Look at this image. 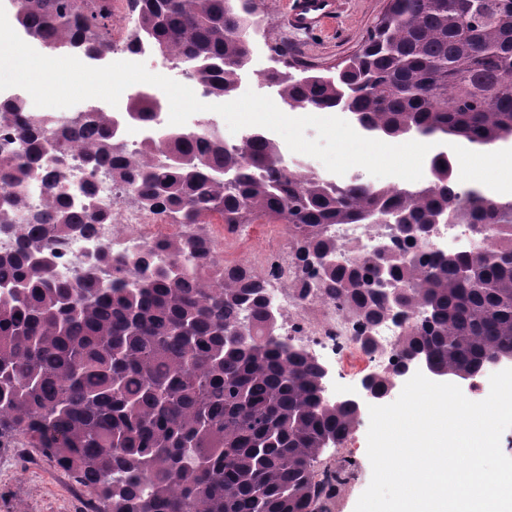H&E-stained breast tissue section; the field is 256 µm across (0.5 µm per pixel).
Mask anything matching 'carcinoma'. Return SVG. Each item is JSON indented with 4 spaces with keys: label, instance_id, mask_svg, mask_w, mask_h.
Returning <instances> with one entry per match:
<instances>
[{
    "label": "carcinoma",
    "instance_id": "1",
    "mask_svg": "<svg viewBox=\"0 0 512 512\" xmlns=\"http://www.w3.org/2000/svg\"><path fill=\"white\" fill-rule=\"evenodd\" d=\"M125 47L147 42L187 70L204 93L226 99L261 23L253 0H131ZM33 39L88 59L112 52L111 7L94 0H16ZM264 83L302 110L351 114L376 139L438 134L476 146L512 140V0H389L362 48L328 73L271 69ZM160 94L137 96L125 119L146 128L138 148L119 143L109 112L80 122L0 100V132L23 151L0 157V232L19 247L0 255V440L39 448L91 491V512H324L351 462L319 467L342 445L359 411L326 396L321 367L281 335L267 280L245 266L210 270L204 236L166 237L153 250L100 247L74 281L53 274L51 244L88 236L109 212L75 209L56 193L70 151L90 169L112 168L141 207L179 224L219 216L275 217L292 235L302 293L312 289L370 327L405 324L389 389L404 359L424 355L439 373L468 375L491 354L512 356V199L462 189L453 158L435 156L417 185L328 182L288 169L277 143L252 131L229 145L207 125L159 131ZM230 182H225L224 175ZM38 178L44 208L28 213L24 186ZM403 225L404 248H378L349 265L330 224ZM472 224L489 239L477 253L409 252L433 224ZM326 264L316 268L306 257ZM396 288H375L379 275ZM428 316L408 323L410 313Z\"/></svg>",
    "mask_w": 512,
    "mask_h": 512
}]
</instances>
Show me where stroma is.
I'll return each mask as SVG.
<instances>
[{
  "mask_svg": "<svg viewBox=\"0 0 512 512\" xmlns=\"http://www.w3.org/2000/svg\"><path fill=\"white\" fill-rule=\"evenodd\" d=\"M263 23L250 40V60L239 76L240 91L271 95L263 74L281 67L278 49L301 66L318 71L353 54L366 38L388 0H344V9L334 25L326 30L295 32L285 21V0H254ZM449 154L463 153L462 177L466 186L489 187L500 195L512 193V142H503L489 151L487 167L472 169L473 146L457 139L443 142ZM290 243L281 221L259 217L251 220L247 235L229 236L225 265H243L256 275L267 271L266 259L289 251ZM369 416H361L346 448H327L321 461L335 466L352 461L353 473L328 502L326 512H354L361 494L368 487L372 468L367 456ZM90 495L72 477L54 466L38 449L0 446V512H90Z\"/></svg>",
  "mask_w": 512,
  "mask_h": 512,
  "instance_id": "obj_1",
  "label": "stroma"
}]
</instances>
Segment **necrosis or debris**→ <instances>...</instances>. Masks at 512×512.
I'll return each instance as SVG.
<instances>
[{
	"mask_svg": "<svg viewBox=\"0 0 512 512\" xmlns=\"http://www.w3.org/2000/svg\"><path fill=\"white\" fill-rule=\"evenodd\" d=\"M88 182L93 183L94 193L87 198L82 195L81 188ZM60 189L71 196L76 207L91 204L109 206L112 218L109 223L94 225L88 236H67L54 244L56 260L53 271L57 278L75 280L88 254L102 245L112 246L113 250L120 252L137 251L151 245L155 248L154 261L166 260V253L155 247L162 236L164 216L138 205L125 204V190L113 183L110 169L90 172L82 152L73 151L68 157L66 178ZM276 268L278 285L267 289L266 294L271 306L288 317L283 325L284 335L305 341L311 350L347 346L349 332L345 313L320 298L301 297L295 268L288 259H280ZM369 334L372 349L367 356L368 361L377 371L391 367L401 344V324L388 317L374 323Z\"/></svg>",
	"mask_w": 512,
	"mask_h": 512,
	"instance_id": "4bbe7bcc",
	"label": "necrosis or debris"
}]
</instances>
